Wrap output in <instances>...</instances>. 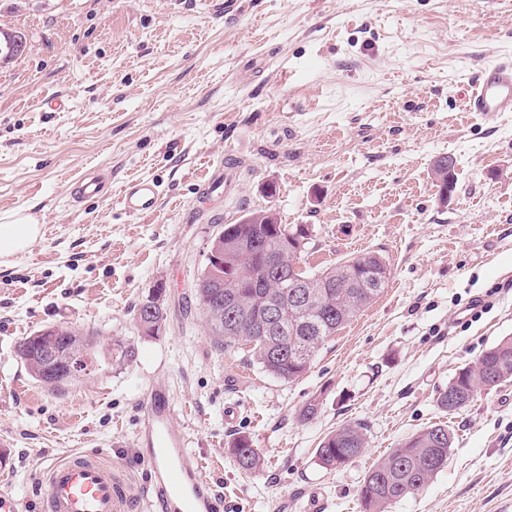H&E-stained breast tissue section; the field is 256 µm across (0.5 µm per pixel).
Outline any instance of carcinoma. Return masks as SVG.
<instances>
[{
    "mask_svg": "<svg viewBox=\"0 0 512 512\" xmlns=\"http://www.w3.org/2000/svg\"><path fill=\"white\" fill-rule=\"evenodd\" d=\"M448 158L435 162L433 176L439 196L453 187ZM300 239L306 247L312 240V228L307 224H280L276 215L261 211L247 215L239 224L224 225V263L204 268L202 277L219 284L217 288L195 290L197 303L206 319L211 335L224 348L245 342L262 369L283 381H294L304 375L321 346L361 311L372 304L388 288L391 268L386 259L368 251L346 259L317 273L298 268L297 287L309 295L301 310L289 305L294 288L292 282H257L245 279L248 267L259 259V253H280L289 239ZM220 295L234 296L241 308L224 310V324L210 318L207 306ZM269 304L281 307L284 319L280 327L262 336H249L230 323L244 317V310L258 313ZM54 340V334L34 333L17 346V354L29 374L52 392L63 390L73 381L65 364L70 350L62 348L58 359L60 368L53 376L46 375L40 350ZM134 347L114 343L112 360L118 364L133 361ZM478 362L496 366L499 383L512 380V337H503L487 348ZM487 389L482 369L473 366L462 369L448 383V389L438 396V406L448 412V392L459 396L456 409L470 404L480 390ZM366 427L360 423L346 424L329 433L320 442L316 455L319 465L327 470L346 466L367 448ZM453 444L448 425L433 424L414 434L398 447L381 457L367 472L360 488L364 512H387V508L409 493L423 489L446 466ZM237 467L245 472L258 471L264 458L246 437L236 439L228 448Z\"/></svg>",
    "mask_w": 512,
    "mask_h": 512,
    "instance_id": "obj_1",
    "label": "carcinoma"
}]
</instances>
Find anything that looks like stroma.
Wrapping results in <instances>:
<instances>
[{
    "label": "stroma",
    "mask_w": 512,
    "mask_h": 512,
    "mask_svg": "<svg viewBox=\"0 0 512 512\" xmlns=\"http://www.w3.org/2000/svg\"><path fill=\"white\" fill-rule=\"evenodd\" d=\"M23 55L0 56V216L43 226L0 266V475L41 512L49 462L97 450L145 512L141 398L176 402L191 452L224 512H362L372 464L436 423L454 433L448 463L389 512H512V382L447 414L440 391L512 336V112L463 109L467 77L512 58V0H0V30ZM65 101L64 110L49 108ZM448 156L455 189L432 169ZM234 187L206 196L211 166ZM108 176L72 201L81 175ZM154 180L160 205L132 216L119 191ZM266 207L314 229L315 272L375 251L388 288L288 383L248 346H216L194 285L212 237ZM165 281L167 319L145 335L134 314ZM487 307L469 312L471 300ZM50 324L92 335L96 372L59 392L35 381L19 341ZM135 348L124 366L114 341ZM319 410L300 420L301 407ZM369 446L339 470L316 449L345 423ZM248 437L265 459L239 470ZM228 454L240 470L245 472L258 471L264 466V458L246 437H239L228 448Z\"/></svg>",
    "instance_id": "obj_1"
}]
</instances>
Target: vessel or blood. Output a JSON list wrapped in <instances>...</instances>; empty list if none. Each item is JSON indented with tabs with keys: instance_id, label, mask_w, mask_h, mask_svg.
<instances>
[{
	"instance_id": "b4317fda",
	"label": "vessel or blood",
	"mask_w": 512,
	"mask_h": 512,
	"mask_svg": "<svg viewBox=\"0 0 512 512\" xmlns=\"http://www.w3.org/2000/svg\"><path fill=\"white\" fill-rule=\"evenodd\" d=\"M463 104L466 111L484 117L512 112V64L496 62L472 72ZM159 201V187L150 179L127 182L120 193L122 207L133 215L155 211ZM142 412V459L148 473L145 494L150 512H221L212 484L175 422L170 392L148 390ZM41 503L42 512H128L129 506L125 482L115 464L96 451L77 452L49 463Z\"/></svg>"
}]
</instances>
